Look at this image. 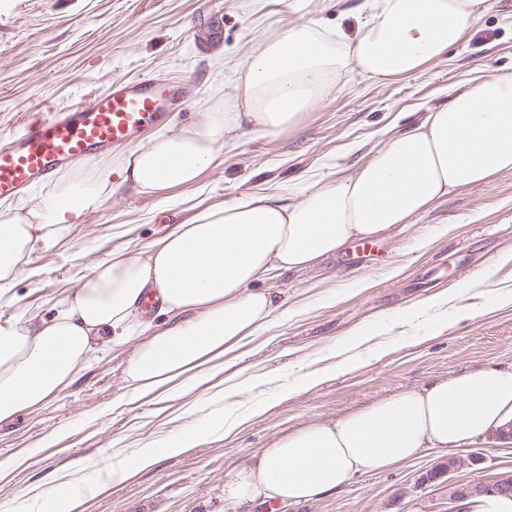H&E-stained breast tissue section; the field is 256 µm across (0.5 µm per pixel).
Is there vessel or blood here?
Segmentation results:
<instances>
[{
    "label": "vessel or blood",
    "instance_id": "b4317fda",
    "mask_svg": "<svg viewBox=\"0 0 512 512\" xmlns=\"http://www.w3.org/2000/svg\"><path fill=\"white\" fill-rule=\"evenodd\" d=\"M176 100L172 86L150 77L116 79L108 94L30 121L23 134L0 141V196L20 195L71 160L90 157L163 123Z\"/></svg>",
    "mask_w": 512,
    "mask_h": 512
}]
</instances>
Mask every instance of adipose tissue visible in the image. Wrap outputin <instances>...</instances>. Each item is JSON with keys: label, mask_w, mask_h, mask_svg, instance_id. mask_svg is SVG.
<instances>
[{"label": "adipose tissue", "mask_w": 512, "mask_h": 512, "mask_svg": "<svg viewBox=\"0 0 512 512\" xmlns=\"http://www.w3.org/2000/svg\"><path fill=\"white\" fill-rule=\"evenodd\" d=\"M354 29L310 20L260 41L233 81V103L151 137L114 162L79 166L21 208L0 207V306L33 256L57 244L71 217L99 208L116 184L143 195L190 186L219 159L242 123L275 133L326 104L348 84L421 73L462 44L486 0H370ZM512 172V77L488 74L453 89L446 105L384 139L363 161L336 168L288 194L256 193L200 209L139 245L112 248L54 313L20 310L0 319V423L45 408L109 352L126 349L119 403L163 402L209 391L236 366L237 350L275 320L280 303L267 280L303 271L355 240L410 224L448 195L487 187ZM157 294L169 322L140 324ZM255 396L222 425L191 428L158 448L115 451L105 472L121 481L227 436L265 411ZM512 430V367L438 378L419 388L280 436L252 454L224 484L233 512L266 502L299 504L385 472L425 448L456 450L492 431ZM72 471L20 499L73 512L96 496Z\"/></svg>", "instance_id": "ef3b65f1"}]
</instances>
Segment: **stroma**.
<instances>
[{
	"instance_id": "stroma-1",
	"label": "stroma",
	"mask_w": 512,
	"mask_h": 512,
	"mask_svg": "<svg viewBox=\"0 0 512 512\" xmlns=\"http://www.w3.org/2000/svg\"><path fill=\"white\" fill-rule=\"evenodd\" d=\"M367 12L365 0H0V138L22 131L33 114L86 104L108 92L113 79L142 75L181 80L183 106L169 122L177 127L230 100L249 51L288 23L318 18L328 27L351 26ZM482 73L512 77V0H487L465 42L421 74L339 91L293 128L272 134L243 128L195 185L171 188L164 198L113 194L75 218L60 246L36 254L31 276L14 289L15 308H49L105 252L148 241L192 219L198 208L262 190L280 193L326 175L332 165H352L386 135L447 104L450 88ZM423 228L432 236L418 249L414 238ZM378 244L379 253L369 256L348 243L310 270L271 280L284 315L241 348L245 376L287 377L314 365L357 328L455 287L512 253V172L489 187L449 196ZM390 338L376 361L273 404L234 436L108 483L76 512H224L225 480L280 435L437 378L511 366L512 306L449 318L423 338L403 341L395 332ZM127 357L124 350L111 352L40 412L0 424V504L77 461L83 479L96 480L113 449L155 446L178 431L176 402L117 404ZM65 427L69 436L43 447L47 435ZM473 455L483 456V464L435 477L448 457ZM502 478H512V440L491 434L452 453L422 449L395 469L277 512H460L468 488Z\"/></svg>"
}]
</instances>
